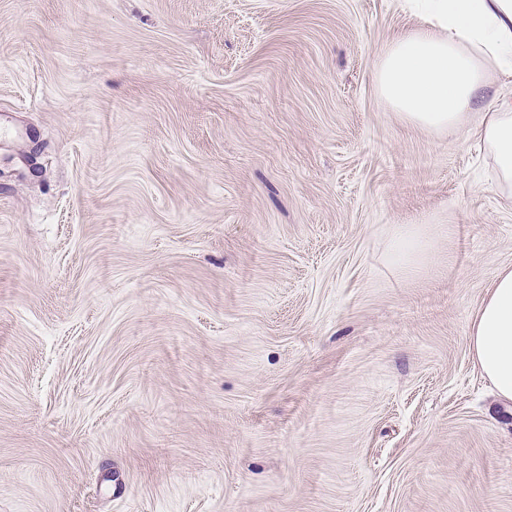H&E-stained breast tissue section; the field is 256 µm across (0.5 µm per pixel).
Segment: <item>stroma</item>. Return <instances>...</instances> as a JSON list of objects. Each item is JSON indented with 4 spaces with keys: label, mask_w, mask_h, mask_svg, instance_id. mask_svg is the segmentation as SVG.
<instances>
[{
    "label": "stroma",
    "mask_w": 512,
    "mask_h": 512,
    "mask_svg": "<svg viewBox=\"0 0 512 512\" xmlns=\"http://www.w3.org/2000/svg\"><path fill=\"white\" fill-rule=\"evenodd\" d=\"M419 23L0 0V512H512L468 344L512 199L381 103ZM395 261L403 268L423 266L431 256L429 239L413 224H397L392 237Z\"/></svg>",
    "instance_id": "obj_1"
}]
</instances>
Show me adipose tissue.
Here are the masks:
<instances>
[{"mask_svg":"<svg viewBox=\"0 0 512 512\" xmlns=\"http://www.w3.org/2000/svg\"><path fill=\"white\" fill-rule=\"evenodd\" d=\"M421 23L385 50L375 67L378 94L401 118L455 136L473 111L501 193L512 196V93L481 105L489 71L512 77V0H409ZM393 255L404 268L424 265L429 239L396 225ZM474 359L497 398L512 403V268L500 269L469 330Z\"/></svg>","mask_w":512,"mask_h":512,"instance_id":"obj_1","label":"adipose tissue"}]
</instances>
